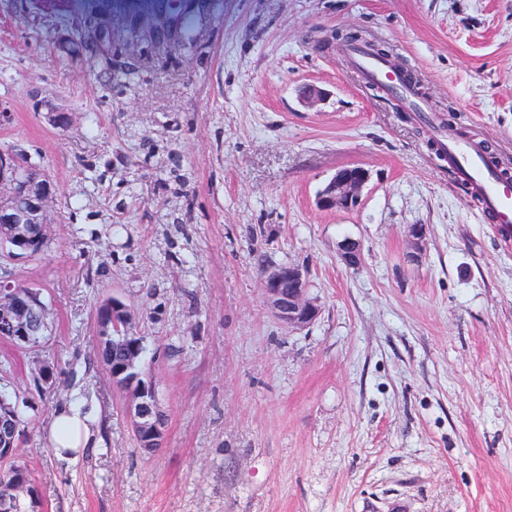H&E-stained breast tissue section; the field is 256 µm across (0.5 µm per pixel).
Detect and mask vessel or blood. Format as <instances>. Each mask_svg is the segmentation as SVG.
Here are the masks:
<instances>
[{
	"mask_svg": "<svg viewBox=\"0 0 512 512\" xmlns=\"http://www.w3.org/2000/svg\"><path fill=\"white\" fill-rule=\"evenodd\" d=\"M353 55L366 76L375 81L386 80L383 62L364 49ZM448 165L471 193L479 196L492 213L500 232L512 231V182L495 175L487 159L464 139L442 141Z\"/></svg>",
	"mask_w": 512,
	"mask_h": 512,
	"instance_id": "obj_1",
	"label": "vessel or blood"
}]
</instances>
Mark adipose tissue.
I'll use <instances>...</instances> for the list:
<instances>
[{
    "instance_id": "ef3b65f1",
    "label": "adipose tissue",
    "mask_w": 512,
    "mask_h": 512,
    "mask_svg": "<svg viewBox=\"0 0 512 512\" xmlns=\"http://www.w3.org/2000/svg\"><path fill=\"white\" fill-rule=\"evenodd\" d=\"M104 432L100 409L90 399L57 408L49 428V441L58 454H81L100 447Z\"/></svg>"
}]
</instances>
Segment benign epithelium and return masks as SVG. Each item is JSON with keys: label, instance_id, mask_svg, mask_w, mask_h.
Masks as SVG:
<instances>
[{"label": "benign epithelium", "instance_id": "7a95c632", "mask_svg": "<svg viewBox=\"0 0 512 512\" xmlns=\"http://www.w3.org/2000/svg\"><path fill=\"white\" fill-rule=\"evenodd\" d=\"M40 111L46 113L48 123L64 129L70 124L68 110L62 105L44 100ZM27 152L19 146L0 148V224L13 226V235L0 242V253H11L16 261L28 256L38 243L29 227L44 224L47 207L54 189L51 180L37 185L30 178L31 167L22 162ZM370 179V172L361 165H349L336 171L318 198L326 210L356 208L361 192ZM427 236V225L410 226L411 246L422 251ZM339 257L348 267L362 264L363 248L359 241L345 239L339 245ZM262 290L271 314L291 330H303L313 324L320 315L316 300L309 296L307 272L293 264L274 265L262 273ZM0 320L6 323L5 333L10 343L26 352H37L46 344L52 327L49 310L41 291L28 285L24 292L13 289V284L0 281ZM131 333L135 327V315L131 307L119 296L105 302L99 311L97 327L106 338L124 339L116 333L119 327ZM140 343L130 346L127 359L112 369V379L127 385L125 399L131 427L136 431L142 452L152 454L158 437L164 428L157 421L161 410L155 383L140 370Z\"/></svg>", "mask_w": 512, "mask_h": 512}]
</instances>
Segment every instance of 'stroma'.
<instances>
[{"label":"stroma","instance_id":"stroma-1","mask_svg":"<svg viewBox=\"0 0 512 512\" xmlns=\"http://www.w3.org/2000/svg\"><path fill=\"white\" fill-rule=\"evenodd\" d=\"M175 3L185 27L159 42L141 29L166 0H0V146L57 186L48 250L11 267L51 295L47 352L84 373L42 397L14 353L39 512H512V240L433 143L452 130L512 172V0ZM102 12L109 55L67 54ZM334 29L388 47L423 116L325 43ZM305 84L324 99L304 103ZM40 98L71 109L68 129ZM356 164L360 205L321 209ZM259 254L306 269L312 325L271 315ZM111 295L135 311L167 416L150 455L85 368ZM76 397L99 404L106 440L62 461L48 430Z\"/></svg>","mask_w":512,"mask_h":512}]
</instances>
